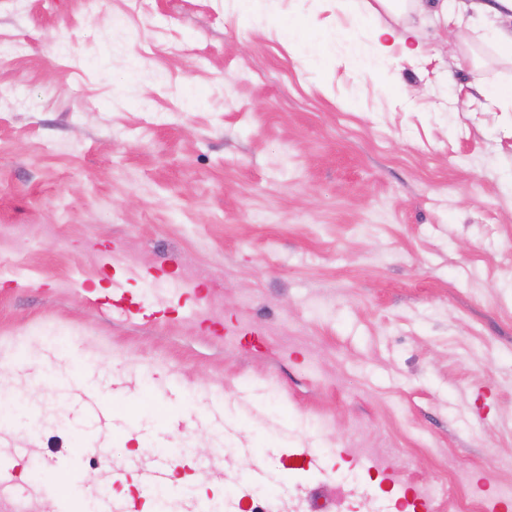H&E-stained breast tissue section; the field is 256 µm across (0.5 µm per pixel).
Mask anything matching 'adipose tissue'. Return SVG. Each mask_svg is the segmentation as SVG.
I'll return each instance as SVG.
<instances>
[{
    "mask_svg": "<svg viewBox=\"0 0 512 512\" xmlns=\"http://www.w3.org/2000/svg\"><path fill=\"white\" fill-rule=\"evenodd\" d=\"M378 6L389 16L400 19L408 14H434L441 17L445 25H460L465 11H474L478 16H490L482 38L494 47L498 55L512 62V0H376ZM415 32L405 27L394 29L390 26H376L367 34L369 50L360 49L353 43L344 27H336L332 39L342 53L340 59L353 71L369 72L374 63L390 59L394 51L409 56L421 53L420 46L414 45Z\"/></svg>",
    "mask_w": 512,
    "mask_h": 512,
    "instance_id": "adipose-tissue-1",
    "label": "adipose tissue"
}]
</instances>
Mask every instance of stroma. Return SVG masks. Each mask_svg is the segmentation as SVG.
Listing matches in <instances>:
<instances>
[{"label": "stroma", "mask_w": 512, "mask_h": 512, "mask_svg": "<svg viewBox=\"0 0 512 512\" xmlns=\"http://www.w3.org/2000/svg\"><path fill=\"white\" fill-rule=\"evenodd\" d=\"M264 3L311 23L320 67L234 0H0V385L28 400L0 455L78 461L28 466L30 512L161 448L222 457L178 495L224 512H338L343 482L398 512L461 474L484 512L512 481V112L471 86L475 59L491 81L512 63L426 18L420 58L359 76L336 0ZM129 267L126 317L96 290ZM354 423L396 480L339 457Z\"/></svg>", "instance_id": "stroma-1"}]
</instances>
